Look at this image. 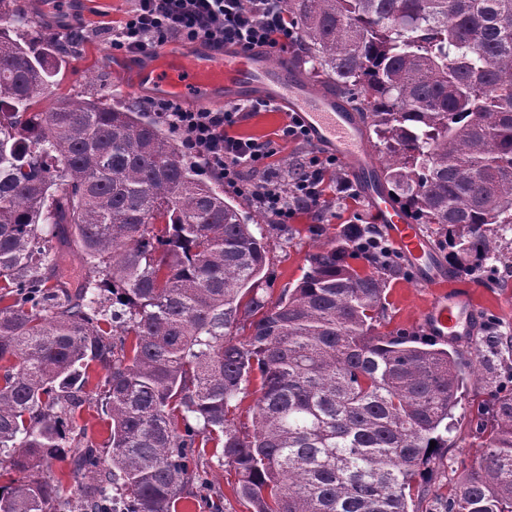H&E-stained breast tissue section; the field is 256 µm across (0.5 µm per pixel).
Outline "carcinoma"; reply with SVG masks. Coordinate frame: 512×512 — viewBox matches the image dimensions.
<instances>
[{"mask_svg":"<svg viewBox=\"0 0 512 512\" xmlns=\"http://www.w3.org/2000/svg\"><path fill=\"white\" fill-rule=\"evenodd\" d=\"M36 2L0 0V469L15 475L0 512H222L208 447L253 512H408L468 363L379 331L399 266L361 272L327 242L295 288L258 294L280 225L248 224L146 109L81 96L35 109L71 57L22 37ZM287 5L289 61L358 113L394 202L435 225L458 269L511 262L512 0ZM72 248L76 284L56 274ZM93 364L102 448L71 425ZM484 415L485 448L443 512H512V390ZM68 448L73 500L50 477Z\"/></svg>","mask_w":512,"mask_h":512,"instance_id":"carcinoma-1","label":"carcinoma"}]
</instances>
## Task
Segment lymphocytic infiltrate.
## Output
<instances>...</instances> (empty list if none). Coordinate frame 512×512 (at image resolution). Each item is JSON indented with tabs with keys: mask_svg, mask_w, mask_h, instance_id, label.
Listing matches in <instances>:
<instances>
[{
	"mask_svg": "<svg viewBox=\"0 0 512 512\" xmlns=\"http://www.w3.org/2000/svg\"><path fill=\"white\" fill-rule=\"evenodd\" d=\"M175 40L285 54L297 46L299 32L288 17L286 0H134L112 33V48L148 57ZM153 107L157 119L180 133L186 149L206 172L216 174L225 188L248 198L276 223H291L299 210L320 211L329 199L343 201L354 195L349 178L329 180L337 158L324 151L312 149L293 174L278 170L280 144L311 142L308 129L295 115H288L274 137L237 135L242 122L271 110V103H237L213 111L159 100Z\"/></svg>",
	"mask_w": 512,
	"mask_h": 512,
	"instance_id": "f902f5d3",
	"label": "lymphocytic infiltrate"
}]
</instances>
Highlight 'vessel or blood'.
<instances>
[{
  "label": "vessel or blood",
  "mask_w": 512,
  "mask_h": 512,
  "mask_svg": "<svg viewBox=\"0 0 512 512\" xmlns=\"http://www.w3.org/2000/svg\"><path fill=\"white\" fill-rule=\"evenodd\" d=\"M138 86L158 97L192 99L215 106L261 98L295 112L309 128L314 142L325 145L361 183L362 194L392 241L421 281L435 295L423 315L429 334L443 341H460L473 332L475 307L468 289L451 287L429 243L415 225L397 211L375 176L368 142L354 112L335 96L314 90L310 81L288 61H272L262 52L234 46L217 50L198 44L192 60L162 53L135 75Z\"/></svg>",
  "instance_id": "b4317fda"
}]
</instances>
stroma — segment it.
<instances>
[{"mask_svg": "<svg viewBox=\"0 0 512 512\" xmlns=\"http://www.w3.org/2000/svg\"><path fill=\"white\" fill-rule=\"evenodd\" d=\"M131 6L132 0H46L44 8L54 14L55 20H37L27 30V38L59 37L70 27L79 28L82 38L76 44L74 60L66 64L56 84L39 96V108H47L56 97L74 95L93 96L108 103L147 104L152 91L139 89L134 81L141 59L112 50V30ZM354 212L368 216L372 210L360 198L346 202L332 199L322 213H298L282 235L270 242L268 274L262 282L267 295L275 299L283 290L295 287L308 268L309 255L319 244L336 237L344 217ZM454 282L471 291L476 305L473 336L455 344L456 350L472 361L473 371L459 393L448 445L439 449L434 462L438 477L421 484L419 496L408 503L411 512H436L438 498L447 495L480 457L484 442L478 426L480 406L493 390L501 364L495 338L512 333L511 268L497 267L486 277L458 271ZM433 294V288L413 272L390 278L383 332L426 337L422 313Z\"/></svg>", "mask_w": 512, "mask_h": 512, "instance_id": "1", "label": "stroma"}]
</instances>
